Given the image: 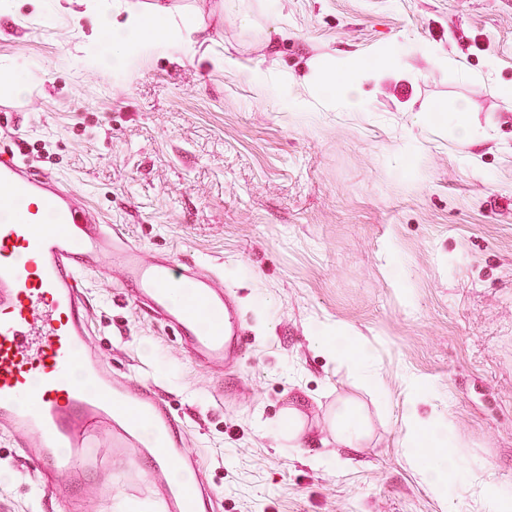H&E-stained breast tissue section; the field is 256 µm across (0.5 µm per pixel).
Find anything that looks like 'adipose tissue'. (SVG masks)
Returning a JSON list of instances; mask_svg holds the SVG:
<instances>
[{
  "label": "adipose tissue",
  "instance_id": "ef3b65f1",
  "mask_svg": "<svg viewBox=\"0 0 512 512\" xmlns=\"http://www.w3.org/2000/svg\"><path fill=\"white\" fill-rule=\"evenodd\" d=\"M106 0H65V9L71 12L75 24L84 20H94L95 24L109 22L112 28V51L116 63H124L126 51L130 48L138 50L160 51L170 43H178L189 48L194 44L195 33L202 27L190 22L176 29L172 38L160 37L152 29L153 22L166 21L163 9L148 13L143 11L137 0H127L125 6L113 9L106 8ZM310 81L327 93H340L350 111H358L362 106L361 92L354 82L341 79L334 62L328 60L315 61L308 75ZM428 387L417 378L410 377L407 397L404 404L403 421L408 429L405 446L414 458L421 472L424 484L431 495L439 502H447L448 487L456 475L459 466L443 452L448 445V434L452 423L442 415H423L420 407L426 399ZM330 431L336 442V449L328 455H317L312 459L315 467L333 470L343 467L347 454L356 452L366 434L363 417L351 403H341L330 422ZM430 435L435 447L434 452L423 453L418 449L419 435Z\"/></svg>",
  "mask_w": 512,
  "mask_h": 512
}]
</instances>
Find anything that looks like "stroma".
Here are the masks:
<instances>
[{"label":"stroma","mask_w":512,"mask_h":512,"mask_svg":"<svg viewBox=\"0 0 512 512\" xmlns=\"http://www.w3.org/2000/svg\"><path fill=\"white\" fill-rule=\"evenodd\" d=\"M207 40L113 72L51 9L0 0V148L21 147L146 254L218 270L251 337L240 369L213 379L174 336L127 305L108 267L88 279L92 343L132 383L157 385L190 437L220 512H444L403 447L406 378L430 384L426 413L454 421L465 470L454 512L512 495V0H140ZM398 76L364 79L363 111L301 89L319 55ZM230 55L240 68L204 64ZM480 141L454 139L459 103ZM324 324L365 338L370 373L316 347ZM355 403L370 433L353 462L311 466L328 422ZM298 409L305 434L277 440L255 415ZM0 512H63L0 438Z\"/></svg>","instance_id":"obj_1"}]
</instances>
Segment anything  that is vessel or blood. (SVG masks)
Segmentation results:
<instances>
[{
    "instance_id": "vessel-or-blood-1",
    "label": "vessel or blood",
    "mask_w": 512,
    "mask_h": 512,
    "mask_svg": "<svg viewBox=\"0 0 512 512\" xmlns=\"http://www.w3.org/2000/svg\"><path fill=\"white\" fill-rule=\"evenodd\" d=\"M105 263L123 299L216 378L242 360L248 329L222 275L169 252L147 257L55 174L33 170L21 152H0V436L14 438L37 482L69 512L111 502V486L95 475L114 458L127 480L146 482L160 512H213V490L173 477L177 468L200 474L202 464L163 396L113 372L90 342L86 280ZM182 286L191 301L176 297ZM104 437L107 458L97 451Z\"/></svg>"
}]
</instances>
